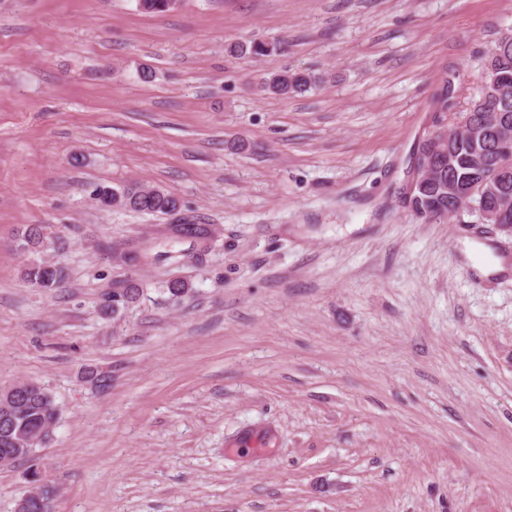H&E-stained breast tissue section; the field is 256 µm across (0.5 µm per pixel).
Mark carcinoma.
<instances>
[{
  "instance_id": "obj_1",
  "label": "carcinoma",
  "mask_w": 512,
  "mask_h": 512,
  "mask_svg": "<svg viewBox=\"0 0 512 512\" xmlns=\"http://www.w3.org/2000/svg\"><path fill=\"white\" fill-rule=\"evenodd\" d=\"M138 9L146 14H163L172 8L169 0H137ZM496 49L499 54L486 57L488 66L478 97L467 102L466 107L455 113L453 120L464 125H473L494 113L497 138L512 145V48L503 49L498 42L490 43L486 50ZM275 47L262 42L249 46L235 45L233 53L248 52L253 56H263ZM312 85V77L304 71L289 69L271 75L262 83V91L281 98L292 97L307 91ZM458 90L448 80L442 81L436 99L437 111L448 112L457 105ZM429 151L435 152L434 176L416 188L412 199V210L425 221H436L448 217V181L456 177H466L478 182L485 173L503 166L509 155L495 144L481 147L480 167L471 164L473 146L466 136L448 138V144L432 139ZM497 194L487 197V201L498 205L504 214V223L512 224V175L496 186ZM95 200L103 209L124 208L137 213L171 215L180 213V201L164 190L145 184L131 183L119 188L101 187L97 189ZM462 213L482 221V194L475 193L468 199L458 200ZM45 243L43 228L37 225L25 227L17 236V249L23 253H38ZM25 280L35 288L50 290L58 287L64 279V270L48 261H32L24 271ZM59 411L49 392L33 381H20L0 390V454L6 448H16L18 452L12 460H31L38 449L47 445L44 434L56 427Z\"/></svg>"
}]
</instances>
